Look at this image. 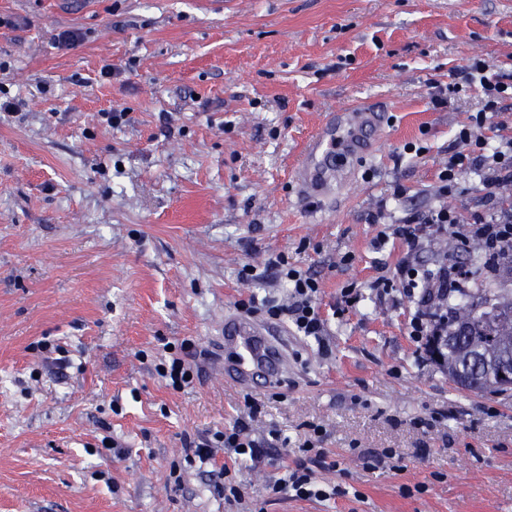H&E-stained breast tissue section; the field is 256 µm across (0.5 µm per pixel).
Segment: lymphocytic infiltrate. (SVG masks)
I'll list each match as a JSON object with an SVG mask.
<instances>
[{
  "label": "lymphocytic infiltrate",
  "instance_id": "f902f5d3",
  "mask_svg": "<svg viewBox=\"0 0 512 512\" xmlns=\"http://www.w3.org/2000/svg\"><path fill=\"white\" fill-rule=\"evenodd\" d=\"M480 87L482 105L470 115L455 136L456 146L449 149L448 161L440 168L434 187V202L425 210L406 214L381 230L373 242L380 250L390 240H402L407 246L405 258L393 274H382L366 284L350 282L340 290L343 307L360 309L365 302L382 303L389 299L402 304L412 303L409 320L410 334L424 347H432L435 337L448 333V291L464 288L467 278L454 265L441 259L423 261L431 241L439 236H451L456 241H479L487 246L486 263L489 271H496L500 262L512 256V201L506 200L503 188L512 183V136L502 134V126L495 117L506 99H512V73L495 70L482 58H474L450 75L447 88L437 89L432 95L434 106L446 104V92L458 93L463 88ZM470 173L477 181L471 192L475 207L449 206L450 197L462 193L461 178ZM274 276L288 290L287 301L250 295L240 300V310L263 313L274 320L291 324L299 335L316 342L321 353H328V322L319 306L320 281L311 271L292 265L287 256H270L263 268L246 264L237 272L243 283H251ZM322 428H314L301 447L302 458L295 467L285 468L282 476L268 483L269 495L283 493L302 499H327L341 494V486L324 488L313 477V466L322 464L324 451L319 442ZM282 437L277 430H269L267 438L258 440L249 433L246 421H239L231 429L215 432L213 437L185 448L186 461H211L216 452H223L231 461L224 468L223 482L216 490L225 502L242 503L245 484L232 465L261 459L266 450L278 447Z\"/></svg>",
  "mask_w": 512,
  "mask_h": 512
}]
</instances>
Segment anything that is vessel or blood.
<instances>
[{
  "label": "vessel or blood",
  "instance_id": "obj_1",
  "mask_svg": "<svg viewBox=\"0 0 512 512\" xmlns=\"http://www.w3.org/2000/svg\"><path fill=\"white\" fill-rule=\"evenodd\" d=\"M387 124V112L372 105L329 113L294 169L297 198L308 204L329 201L356 184L359 159L373 152ZM215 375L243 390L274 387L288 375V342L270 325L225 315L224 363Z\"/></svg>",
  "mask_w": 512,
  "mask_h": 512
}]
</instances>
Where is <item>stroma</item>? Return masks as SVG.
<instances>
[{
	"label": "stroma",
	"mask_w": 512,
	"mask_h": 512,
	"mask_svg": "<svg viewBox=\"0 0 512 512\" xmlns=\"http://www.w3.org/2000/svg\"><path fill=\"white\" fill-rule=\"evenodd\" d=\"M62 29L80 40L57 46ZM476 56L512 71V0H0V98L17 105L0 112V512H242L214 490L224 457L188 465L183 448L244 415L250 394L211 369L225 314L270 289L237 269L280 252L321 281L329 352L284 328L292 366L250 395L253 427L293 451L321 425L336 466L315 475L347 493L268 497L287 450L273 448L247 469V500L512 512V392L457 389L409 336L410 304L333 315L342 286L404 255L399 240L372 250L369 216L383 198L395 218L432 203L481 106L474 87L433 107L432 87ZM368 100L391 120L357 184L298 202L306 140ZM110 110L126 123H102ZM186 339L210 357L175 390L155 367Z\"/></svg>",
	"instance_id": "35a3bbf8"
}]
</instances>
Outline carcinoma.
Masks as SVG:
<instances>
[{
    "label": "carcinoma",
    "mask_w": 512,
    "mask_h": 512,
    "mask_svg": "<svg viewBox=\"0 0 512 512\" xmlns=\"http://www.w3.org/2000/svg\"><path fill=\"white\" fill-rule=\"evenodd\" d=\"M501 344L512 345V302L501 304L498 311H487L482 302L468 292L448 306V338L438 348L440 363L448 377L467 390L504 393L512 390L485 370L475 369L469 355L488 354Z\"/></svg>",
    "instance_id": "1"
}]
</instances>
